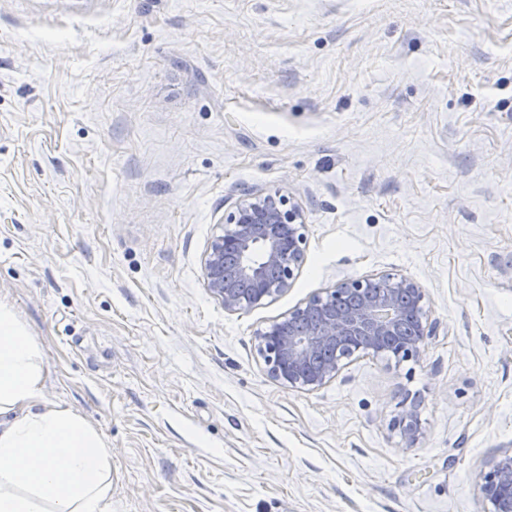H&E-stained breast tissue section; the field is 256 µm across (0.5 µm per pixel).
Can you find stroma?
I'll return each instance as SVG.
<instances>
[{"label": "stroma", "mask_w": 512, "mask_h": 512, "mask_svg": "<svg viewBox=\"0 0 512 512\" xmlns=\"http://www.w3.org/2000/svg\"><path fill=\"white\" fill-rule=\"evenodd\" d=\"M272 187L302 271L226 313L202 258ZM387 272L427 290L419 362L269 375L257 329ZM0 298L110 444L112 512H484L512 453V0H0ZM399 408L400 410L391 420V427L398 431L407 447H415L425 436L417 406L414 403L408 404V396H406ZM478 491L487 506L485 512L512 511V455L493 461L478 477Z\"/></svg>", "instance_id": "35a3bbf8"}]
</instances>
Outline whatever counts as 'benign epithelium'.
Masks as SVG:
<instances>
[{
    "instance_id": "obj_1",
    "label": "benign epithelium",
    "mask_w": 512,
    "mask_h": 512,
    "mask_svg": "<svg viewBox=\"0 0 512 512\" xmlns=\"http://www.w3.org/2000/svg\"><path fill=\"white\" fill-rule=\"evenodd\" d=\"M224 223L202 260L205 287L224 311H248L287 292L304 262L300 204L281 187L260 189L238 199ZM432 332L426 289L388 272L325 288L255 336L273 379L314 391L357 354L417 362ZM391 427L410 448L425 436L417 406L406 398ZM477 486L485 512H512V455L480 472Z\"/></svg>"
}]
</instances>
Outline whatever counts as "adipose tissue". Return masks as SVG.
I'll use <instances>...</instances> for the list:
<instances>
[{
	"mask_svg": "<svg viewBox=\"0 0 512 512\" xmlns=\"http://www.w3.org/2000/svg\"><path fill=\"white\" fill-rule=\"evenodd\" d=\"M44 389L42 351L0 300V512H112L108 443Z\"/></svg>",
	"mask_w": 512,
	"mask_h": 512,
	"instance_id": "adipose-tissue-1",
	"label": "adipose tissue"
}]
</instances>
